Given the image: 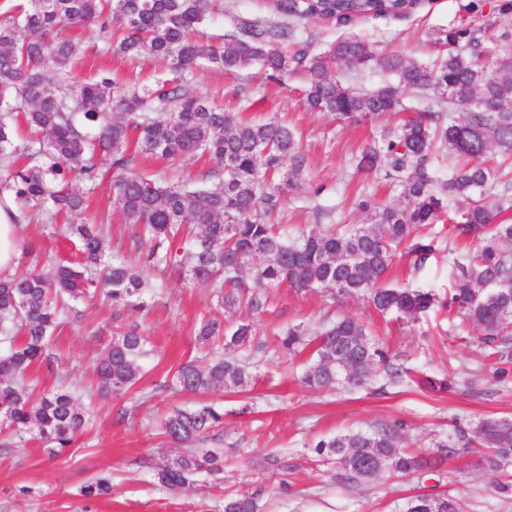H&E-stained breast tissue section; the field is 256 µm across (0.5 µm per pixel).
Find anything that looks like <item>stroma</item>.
I'll use <instances>...</instances> for the list:
<instances>
[{
    "label": "stroma",
    "instance_id": "35a3bbf8",
    "mask_svg": "<svg viewBox=\"0 0 512 512\" xmlns=\"http://www.w3.org/2000/svg\"><path fill=\"white\" fill-rule=\"evenodd\" d=\"M494 4L495 0H419L400 17L362 18L347 25L311 20L303 24L300 36L311 40L317 52L339 37L353 35L368 43L377 59L398 52L428 64L437 56L436 32L460 27L468 11L490 13L494 32L512 28V14L493 13ZM79 35L85 48L76 66L79 75L103 67L117 79L126 78L129 64L104 54L96 27L81 29ZM193 78L198 89L225 111H243L256 120L281 118L300 132L309 179L284 199L288 233L312 228L317 203L334 207L340 224L367 223V214L353 205L358 195L370 196L380 205L399 204V188L383 174L367 177L355 173L351 164L378 131V123L346 126L334 115L308 111L302 101L306 73L273 80L256 67L227 74L206 66ZM81 220L105 223L111 258L135 257V228L114 211L108 182L100 183ZM422 235L436 241L428 263L417 269L407 254L398 253L388 280L445 293L453 262L464 255L465 247L450 238L442 223L423 229ZM18 251L17 271L34 267L45 273L55 260L76 253L60 228L37 215L27 218ZM142 275L152 294L146 313H133L100 298H82L60 310L63 326L54 338V368L39 369L32 378L40 392L58 386L75 390L92 417L58 455L35 441L7 443L0 434V512H214L224 495L238 491L257 492L260 512H401L406 498L429 482L460 499L466 512H512V496L495 492L497 475L478 466L475 456L447 457L437 448L457 426L488 415L512 417V344L503 359L488 360L475 336L457 330L440 310L404 324L379 317L359 299L335 304L320 293L299 294L283 286L271 291L262 312L239 313L251 320L255 338L263 344L252 357L251 386L239 393L190 395L172 389V375L181 364L205 355L196 328L202 317L219 312L217 296L209 284L187 280L174 269L161 274L146 266ZM333 311L367 324L372 338L411 368L413 379L391 385L378 374L365 388L352 390L301 385L298 376L309 356L282 354L280 335L293 324L316 329ZM133 325L149 336L153 348L142 362L140 384L120 396L95 394L93 357L114 332ZM421 377L444 378L451 385L445 390L425 388L417 383ZM208 402L224 407V424L215 441L224 451L222 471L199 475L190 489L160 487L155 466L181 452L161 432L163 415ZM379 427L394 429L404 450L429 459L434 468L431 479L386 473L372 482L344 487L333 478L335 465L322 462L313 451L319 439ZM268 457L287 462V470L263 468ZM102 475L112 479L110 493L83 497L81 487Z\"/></svg>",
    "mask_w": 512,
    "mask_h": 512
}]
</instances>
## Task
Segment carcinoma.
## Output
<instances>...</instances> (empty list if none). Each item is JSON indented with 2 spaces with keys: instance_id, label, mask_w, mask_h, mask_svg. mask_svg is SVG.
Returning <instances> with one entry per match:
<instances>
[{
  "instance_id": "1",
  "label": "carcinoma",
  "mask_w": 512,
  "mask_h": 512,
  "mask_svg": "<svg viewBox=\"0 0 512 512\" xmlns=\"http://www.w3.org/2000/svg\"><path fill=\"white\" fill-rule=\"evenodd\" d=\"M211 6L212 0H25L10 4L0 20V112L23 113L33 133L23 149L10 151L7 125L0 120V179L22 213L38 207L50 223L66 220L82 257L56 265L50 275L32 269L0 279V433L23 441L33 435L54 454L70 446L87 411L68 388L39 395L26 379L34 365L51 366L52 334L68 300L103 295L115 306L143 308L148 285L142 265L210 283L224 309L244 305L258 313L270 289L286 283L297 293L319 292L334 301L363 299L398 321L415 322L442 308L477 331L489 358L502 355L512 335V221L500 218L512 208V29L498 36L505 46L501 56L487 36V18L440 32L436 63L427 67L399 53L388 55L381 65L397 83L362 92L342 85L335 72L373 60L366 43L344 37L315 53L299 37L300 26L326 16L340 24L354 15L396 16L414 8L406 0H271L265 7L283 20L239 23L221 41L204 44L197 36ZM90 25L97 27L104 50L132 61L158 60L168 77L149 87L137 79L119 84L106 70L90 79L79 76L74 65L81 41L63 31ZM203 61L226 73L256 64L272 76L303 71L309 76L307 108L348 124L405 111L406 98L413 99L417 116L383 128L352 159L355 171L382 172L392 180L403 204L380 207L363 195L357 208L373 212L372 223L336 224L335 209L318 203L316 229L284 235L275 215L283 196L308 175L300 136L283 121H244L215 105L192 81ZM138 152L184 163L209 157L215 161L203 176L209 186L138 173ZM439 153L455 159L445 178L433 167ZM110 170L113 207L138 229L137 266L109 261L102 225L75 223ZM72 173L85 190L69 186ZM449 202L455 205L457 236L473 249L454 262L445 295L387 283L403 245L414 267L426 265L434 247L419 231L441 221ZM246 270L248 282L242 280ZM221 337L224 351L212 349L178 367L173 384L179 391L241 392L251 383L248 364L230 354L251 346V322L226 323L219 314L201 321L199 343ZM149 344L136 325L112 337L94 364L98 391L120 395L137 386ZM311 344L314 355L301 382L313 390L362 387L376 370L392 382L407 375L404 364L353 316L327 318L312 333L300 325L282 332L281 350L288 355ZM223 423L224 411L213 404L166 415L161 431L184 451L157 467L159 485L185 488L203 472H220L221 452L203 444ZM437 447L448 456L480 448L481 464L506 477L497 492L512 495V418L484 417ZM313 451L335 464L336 480L346 486L385 471L403 476L431 469L404 453L387 428L322 438ZM111 488V478L100 476L83 485L81 495L93 498ZM221 512H258L256 497L227 494ZM403 512H461V504L446 492L430 493L407 498Z\"/></svg>"
}]
</instances>
